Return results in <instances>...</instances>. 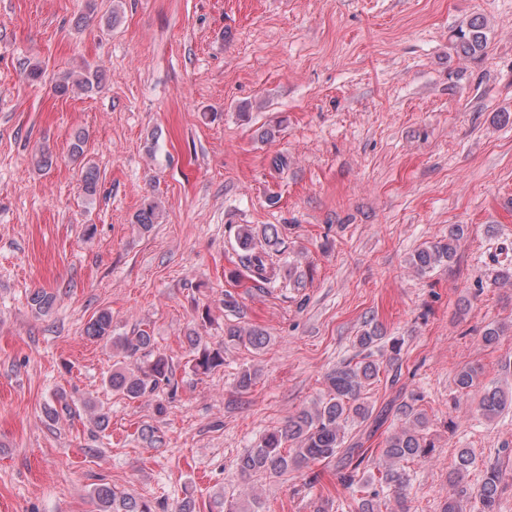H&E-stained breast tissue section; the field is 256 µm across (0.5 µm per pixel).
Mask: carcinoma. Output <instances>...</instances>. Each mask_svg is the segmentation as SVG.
I'll return each mask as SVG.
<instances>
[{
  "mask_svg": "<svg viewBox=\"0 0 512 512\" xmlns=\"http://www.w3.org/2000/svg\"><path fill=\"white\" fill-rule=\"evenodd\" d=\"M487 24L484 18L474 17L453 34L454 49L458 56L471 58L483 51L487 44ZM102 78L98 70L86 65L80 71H67L54 83V94L63 97L75 91L89 93L98 88ZM99 172L87 168L81 176V192L91 201L98 193ZM162 215L161 202L155 198L145 199L134 213L132 223L142 234L152 231ZM464 235V228L457 224L449 232L448 239L440 240L417 250L409 259V266L419 275L436 266L449 265L456 256V242ZM238 274L247 277L258 291L273 288L279 282L302 283L298 266L279 258L283 254L280 227L264 224L254 227L242 224L236 234ZM56 296L44 289L30 296V305L39 314L50 311ZM87 337L106 340L123 357L141 359L133 369L118 367L112 370L107 382L116 394L137 400L172 385L173 370L167 356L153 353V336L139 329L131 336L112 334V315L102 311L85 327ZM383 339L381 330L373 326L357 336L358 346L368 351ZM270 341L265 331L257 326L245 328L236 323L224 325V344L210 347L191 340L194 349V372L207 374L224 366V346L244 344L257 352L263 351ZM381 364L365 355L361 360L332 369L326 375L327 394L311 406L299 410L282 425L262 433L258 441L239 455L236 462L238 484L248 489L254 487L262 477H281L290 472H299L316 462L330 463L340 453L346 454L347 462L339 472L342 483L348 486H370V482L359 475L364 459H354L359 448L346 446L350 423L364 422L372 417L373 408L364 397L365 388L376 380ZM480 368L466 365L460 369L456 385L469 391L478 385ZM419 398L412 395L397 408V425L386 436L377 465L383 468L381 482L385 489H372L360 498L357 512H384L389 498H394L398 512H409L407 489L410 476L405 463L431 459L433 444L426 437L428 418L417 405ZM512 406V392L497 385L482 387L478 408L481 415L492 420ZM48 418L61 415L73 417L77 414L74 401L61 395L57 404L46 409ZM476 458L467 449H460L454 468L448 473V482L460 486ZM501 483L500 469L491 467L485 471L480 486L474 495L479 503L478 512H497ZM90 512H168L161 501L153 502L106 483L97 485L89 493ZM217 512H265L261 497L253 492L222 494L213 501Z\"/></svg>",
  "mask_w": 512,
  "mask_h": 512,
  "instance_id": "1",
  "label": "carcinoma"
}]
</instances>
